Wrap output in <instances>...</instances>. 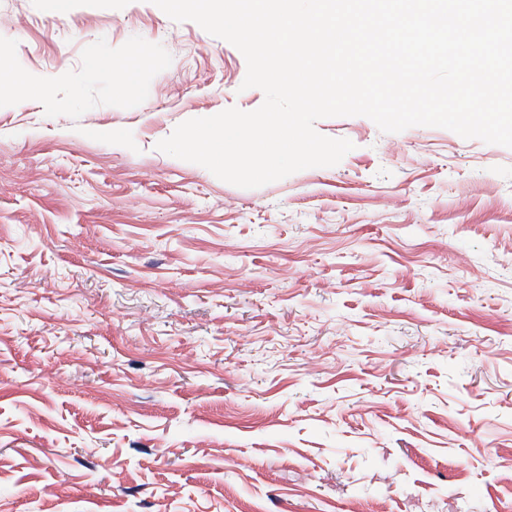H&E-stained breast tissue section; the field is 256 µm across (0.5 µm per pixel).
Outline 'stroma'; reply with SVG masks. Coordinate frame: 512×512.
<instances>
[{
	"instance_id": "1",
	"label": "stroma",
	"mask_w": 512,
	"mask_h": 512,
	"mask_svg": "<svg viewBox=\"0 0 512 512\" xmlns=\"http://www.w3.org/2000/svg\"><path fill=\"white\" fill-rule=\"evenodd\" d=\"M0 43L45 89L0 103V512H512V148L327 117L339 164L243 189L157 148L263 104L229 42L0 0Z\"/></svg>"
}]
</instances>
